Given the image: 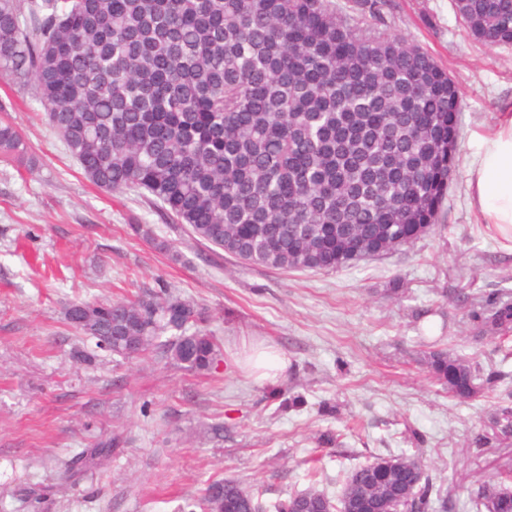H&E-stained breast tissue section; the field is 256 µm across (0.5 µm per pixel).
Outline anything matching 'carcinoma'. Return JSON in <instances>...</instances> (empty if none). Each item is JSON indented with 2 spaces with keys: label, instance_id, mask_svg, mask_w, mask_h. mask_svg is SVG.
<instances>
[{
  "label": "carcinoma",
  "instance_id": "1",
  "mask_svg": "<svg viewBox=\"0 0 512 512\" xmlns=\"http://www.w3.org/2000/svg\"><path fill=\"white\" fill-rule=\"evenodd\" d=\"M387 0H365L374 24L336 0H0V75L29 87L50 128L91 183L137 190L198 241L242 263L275 270H336L352 239L384 235L396 251L428 234L455 171L459 84L418 45L390 34ZM464 31L512 45V0H452ZM18 128L0 118V155L23 156ZM183 303L189 317L165 315ZM78 332L116 355L170 356L211 367L217 348L200 312L161 289L80 301ZM475 330L512 329L506 291L470 306ZM429 368L448 393L470 399L502 374H482L445 350ZM113 438L77 454L66 471L94 467ZM371 488L377 512L391 497L410 512L433 507L432 482L407 456L377 457L342 491ZM315 512L341 506L310 489L267 506L233 479L213 481L201 512ZM476 505L512 512V484L482 483Z\"/></svg>",
  "mask_w": 512,
  "mask_h": 512
}]
</instances>
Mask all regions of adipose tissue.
<instances>
[{"label":"adipose tissue","mask_w":512,"mask_h":512,"mask_svg":"<svg viewBox=\"0 0 512 512\" xmlns=\"http://www.w3.org/2000/svg\"><path fill=\"white\" fill-rule=\"evenodd\" d=\"M481 142L467 170L472 205L504 241L512 243V105Z\"/></svg>","instance_id":"1"}]
</instances>
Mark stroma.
<instances>
[{
  "mask_svg": "<svg viewBox=\"0 0 512 512\" xmlns=\"http://www.w3.org/2000/svg\"><path fill=\"white\" fill-rule=\"evenodd\" d=\"M384 16L462 88L456 172L433 231L336 271L245 265L146 199L97 188L32 92L0 78L28 144L24 159L0 161V512H185L224 478L268 504L312 487L333 499L350 471L389 454L421 461L433 512L444 500L477 512L480 483L512 468V435L475 445L512 408V340L476 338L468 317L471 302L512 291V251L467 187L512 101V46L468 38L451 0H390ZM158 288L204 312L218 347L208 371L97 350L65 318L78 299ZM250 342L287 358L277 383L240 367ZM437 349L505 378L456 399L429 372ZM78 350L96 351L95 363H77ZM116 435L123 444L101 466L66 474L74 455Z\"/></svg>",
  "mask_w": 512,
  "mask_h": 512,
  "instance_id": "1",
  "label": "stroma"
}]
</instances>
